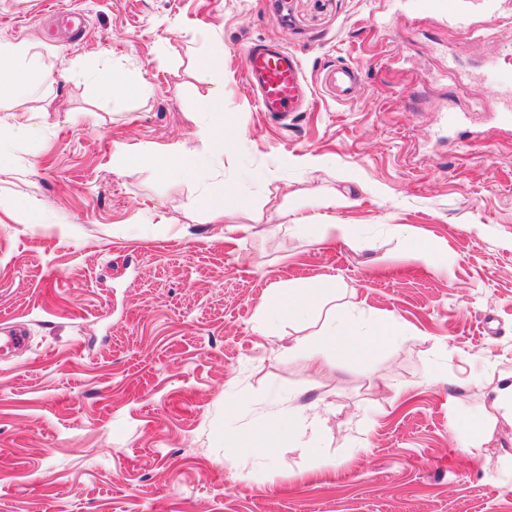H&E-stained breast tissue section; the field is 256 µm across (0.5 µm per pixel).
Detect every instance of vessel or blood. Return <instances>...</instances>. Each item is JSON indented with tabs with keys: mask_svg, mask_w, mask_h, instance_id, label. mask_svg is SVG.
<instances>
[{
	"mask_svg": "<svg viewBox=\"0 0 512 512\" xmlns=\"http://www.w3.org/2000/svg\"><path fill=\"white\" fill-rule=\"evenodd\" d=\"M418 11L439 13L448 18L460 34L474 33V15L487 21L498 19L502 0H409ZM247 79L258 94L262 111L288 117L300 108L303 67L298 54L280 44L254 43L243 52ZM358 80L356 68L346 64L330 69L328 84L337 100L348 98Z\"/></svg>",
	"mask_w": 512,
	"mask_h": 512,
	"instance_id": "vessel-or-blood-1",
	"label": "vessel or blood"
}]
</instances>
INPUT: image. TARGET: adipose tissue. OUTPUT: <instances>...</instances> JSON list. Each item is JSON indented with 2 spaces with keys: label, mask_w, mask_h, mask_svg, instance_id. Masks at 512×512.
<instances>
[{
  "label": "adipose tissue",
  "mask_w": 512,
  "mask_h": 512,
  "mask_svg": "<svg viewBox=\"0 0 512 512\" xmlns=\"http://www.w3.org/2000/svg\"><path fill=\"white\" fill-rule=\"evenodd\" d=\"M50 69L41 64L33 43L0 42V94L8 95L17 111H28L34 89L47 82ZM304 328L292 350L313 365L345 363L380 348H395L405 331L392 320L377 317L358 305L344 302L335 281L311 287L304 281H288L272 289L256 316L260 335L272 336L278 323ZM329 406L289 407L268 421L270 428L291 438L295 447H316L330 421Z\"/></svg>",
  "instance_id": "ef3b65f1"
}]
</instances>
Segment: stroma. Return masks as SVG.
Listing matches in <instances>:
<instances>
[{"mask_svg": "<svg viewBox=\"0 0 512 512\" xmlns=\"http://www.w3.org/2000/svg\"><path fill=\"white\" fill-rule=\"evenodd\" d=\"M504 15L479 40L406 0H0V41L36 43L52 72L35 120L0 97V321L30 336L0 356V512H512L495 479L512 424L476 455L454 429L482 402L463 378L512 368V131L484 69L512 70V0ZM211 35L224 71L189 86ZM270 39L298 52L312 101L284 125L243 66ZM339 60L360 70L344 103L324 84ZM112 66L146 95H99L88 74ZM219 82L222 111H202L197 90ZM204 123L224 129L223 170L144 164L196 147ZM204 187L240 242L218 239ZM324 223L352 234L300 230ZM326 279L405 326L401 346L317 369L289 350L299 327L255 331L275 284ZM290 404L330 405L319 452L283 439L235 479L230 416L261 441ZM324 459L335 470L301 479ZM392 232L394 236L416 255V257L425 262L432 261V248L426 243L416 241L411 235L410 229L404 224L392 225Z\"/></svg>", "mask_w": 512, "mask_h": 512, "instance_id": "obj_1", "label": "stroma"}]
</instances>
